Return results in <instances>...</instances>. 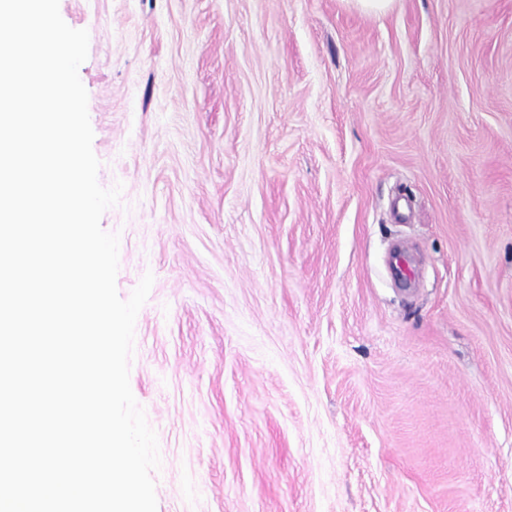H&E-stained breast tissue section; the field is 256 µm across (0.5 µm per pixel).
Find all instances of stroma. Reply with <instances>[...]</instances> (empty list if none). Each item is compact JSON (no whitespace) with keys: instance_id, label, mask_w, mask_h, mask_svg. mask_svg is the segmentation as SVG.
<instances>
[{"instance_id":"1","label":"stroma","mask_w":512,"mask_h":512,"mask_svg":"<svg viewBox=\"0 0 512 512\" xmlns=\"http://www.w3.org/2000/svg\"><path fill=\"white\" fill-rule=\"evenodd\" d=\"M59 7L157 512H512V0Z\"/></svg>"}]
</instances>
